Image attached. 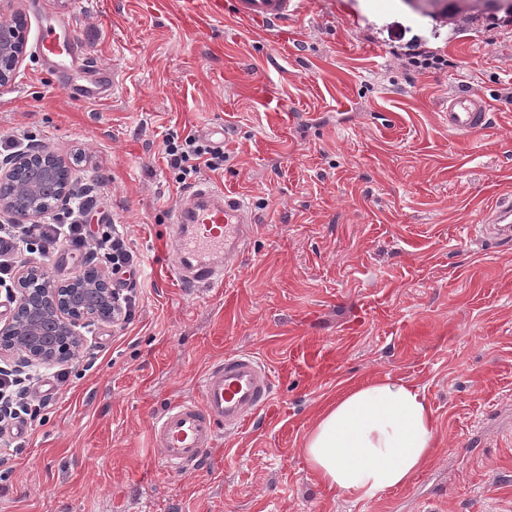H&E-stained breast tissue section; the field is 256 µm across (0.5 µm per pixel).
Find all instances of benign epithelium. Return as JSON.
Returning <instances> with one entry per match:
<instances>
[{
	"mask_svg": "<svg viewBox=\"0 0 512 512\" xmlns=\"http://www.w3.org/2000/svg\"><path fill=\"white\" fill-rule=\"evenodd\" d=\"M24 49L22 33L0 21V85L12 81L14 70ZM26 155L19 154L0 165V182H15L23 176ZM0 215L11 224H39L46 216V207L34 201L21 208L12 200L0 199ZM36 267L24 269L10 292L13 310L0 325V354L19 353L26 363L46 365L76 356L84 339L77 331L82 321L95 319L115 324L120 309L113 305L115 288L112 281L99 273L83 270L68 280L37 292L28 287L39 276Z\"/></svg>",
	"mask_w": 512,
	"mask_h": 512,
	"instance_id": "obj_1",
	"label": "benign epithelium"
}]
</instances>
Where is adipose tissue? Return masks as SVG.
Here are the masks:
<instances>
[{"label":"adipose tissue","instance_id":"adipose-tissue-1","mask_svg":"<svg viewBox=\"0 0 512 512\" xmlns=\"http://www.w3.org/2000/svg\"><path fill=\"white\" fill-rule=\"evenodd\" d=\"M434 445L435 414L425 396L410 383L382 380L324 408L301 452L327 490L372 499L405 485Z\"/></svg>","mask_w":512,"mask_h":512}]
</instances>
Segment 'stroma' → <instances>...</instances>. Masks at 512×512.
Wrapping results in <instances>:
<instances>
[{
  "instance_id": "stroma-1",
  "label": "stroma",
  "mask_w": 512,
  "mask_h": 512,
  "mask_svg": "<svg viewBox=\"0 0 512 512\" xmlns=\"http://www.w3.org/2000/svg\"><path fill=\"white\" fill-rule=\"evenodd\" d=\"M14 8L26 47L0 86V140L29 139L65 160L72 186L98 185L90 224L118 221L142 265L122 286L136 298L129 324L81 327L67 382L0 464V512H512V245L480 231L512 198V25L436 33L402 0H302L265 33L229 13L181 26L187 0ZM72 30L84 74L118 72L115 95L76 103L47 71L39 40ZM419 51L447 67L409 70ZM463 91L490 105L480 134L448 131V96ZM219 127L224 168L201 175L258 230L225 284L192 293L163 249L187 193L163 141ZM299 336L330 344L334 361L276 380L291 430L259 417L185 473L159 469L153 417L198 398L225 353L274 370ZM385 378L431 403L432 459L373 499L325 490L300 452L312 417Z\"/></svg>"
}]
</instances>
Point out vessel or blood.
Listing matches in <instances>:
<instances>
[{"instance_id":"obj_1","label":"vessel or blood","mask_w":512,"mask_h":512,"mask_svg":"<svg viewBox=\"0 0 512 512\" xmlns=\"http://www.w3.org/2000/svg\"><path fill=\"white\" fill-rule=\"evenodd\" d=\"M300 0H206L209 14H231L243 21L268 27L297 13ZM38 53L52 71L66 74L74 56L86 53L78 34L67 41H41ZM117 71L107 70L95 83L85 86L82 100L116 93ZM452 133L474 135L490 123V109L483 96L473 92L448 97L446 114ZM484 235L496 242H512V202L493 207ZM256 226L248 207L223 188L201 182L176 208L169 236V248L176 257L173 273L183 287L200 290L226 282L234 259L254 234ZM293 360L330 364L334 356L324 345L303 341L293 351ZM275 375L248 352L225 354L208 367L199 380V396L168 406L152 421L151 437L158 461L166 473L176 475L201 459L213 448L219 433L238 434L250 427L256 416L281 422L282 414L274 394Z\"/></svg>"}]
</instances>
